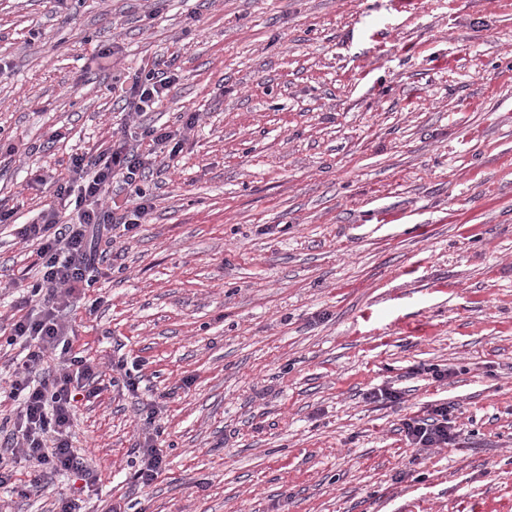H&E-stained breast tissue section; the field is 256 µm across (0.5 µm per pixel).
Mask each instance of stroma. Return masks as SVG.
I'll return each mask as SVG.
<instances>
[{
    "mask_svg": "<svg viewBox=\"0 0 512 512\" xmlns=\"http://www.w3.org/2000/svg\"><path fill=\"white\" fill-rule=\"evenodd\" d=\"M169 65L142 122L198 121L66 312L104 380L142 375L78 403L89 512H512V0H0V281L38 278L16 227L70 156L137 132L110 86ZM413 364L450 375L369 400ZM437 403L456 442L416 451ZM72 483L20 462L0 512ZM134 446L133 451L139 457V468L133 478L142 487L150 486L163 470V456L153 444L154 438L150 433H143Z\"/></svg>",
    "mask_w": 512,
    "mask_h": 512,
    "instance_id": "1",
    "label": "stroma"
}]
</instances>
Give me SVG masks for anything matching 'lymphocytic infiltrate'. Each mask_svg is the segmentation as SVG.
Listing matches in <instances>:
<instances>
[{
  "mask_svg": "<svg viewBox=\"0 0 512 512\" xmlns=\"http://www.w3.org/2000/svg\"><path fill=\"white\" fill-rule=\"evenodd\" d=\"M177 79L170 70L150 71L135 76L130 86H112L111 92L140 117ZM140 137L149 141V150L119 142L93 158L73 156L68 179L56 185L57 198L72 201L73 209L65 215L48 207L17 231L20 242L36 245L40 277L23 299L27 312L8 325L10 338L26 340L27 353L8 384L0 385V395L17 403L12 428L0 436V487L10 480L19 454L40 471L77 472L88 482L97 478L71 428L79 398L101 394V374L89 358L75 352L62 312L96 283L115 230L131 233L150 214L153 204L140 183L158 156L172 159L182 151L176 132L148 126ZM403 431L420 450L455 442L444 403L432 406L427 417L404 419Z\"/></svg>",
  "mask_w": 512,
  "mask_h": 512,
  "instance_id": "lymphocytic-infiltrate-1",
  "label": "lymphocytic infiltrate"
}]
</instances>
